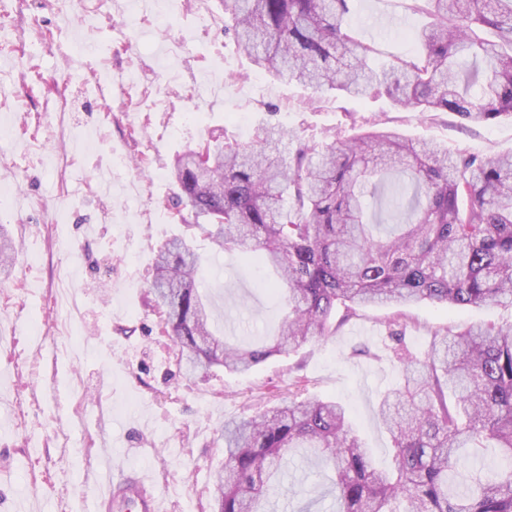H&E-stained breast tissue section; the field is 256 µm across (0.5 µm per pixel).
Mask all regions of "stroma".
<instances>
[{
	"label": "stroma",
	"mask_w": 512,
	"mask_h": 512,
	"mask_svg": "<svg viewBox=\"0 0 512 512\" xmlns=\"http://www.w3.org/2000/svg\"><path fill=\"white\" fill-rule=\"evenodd\" d=\"M0 0V512H92L103 465L142 469L169 512H212L224 425L290 391L344 405L377 466L392 443L377 416L398 373L383 355L392 308L360 310L330 335L246 374L186 375L147 297L157 250L187 234L174 217L176 155L223 133L255 139L273 123L302 137L350 134L353 117L482 157L512 152V121L401 112L274 79L224 37V0ZM351 26L379 58L415 54L426 22L405 0H355ZM199 288L235 340L277 332L286 313L239 250L203 236ZM500 308L420 304L401 319L417 353L434 330L501 323ZM305 498L273 492L269 512H331L320 461L289 460Z\"/></svg>",
	"instance_id": "stroma-1"
}]
</instances>
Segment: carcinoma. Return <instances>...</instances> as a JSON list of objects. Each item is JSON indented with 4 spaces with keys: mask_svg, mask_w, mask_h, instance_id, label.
<instances>
[{
    "mask_svg": "<svg viewBox=\"0 0 512 512\" xmlns=\"http://www.w3.org/2000/svg\"><path fill=\"white\" fill-rule=\"evenodd\" d=\"M351 0H224V35L252 65L349 99L512 120V0H409L427 22L420 51L376 65L346 23ZM173 204L221 249L272 268L288 313L270 342L241 347L212 329L201 260L166 241L151 293L189 370L247 371L329 332L369 305L512 308V154L481 158L368 130L319 145L275 124L242 144L224 136L177 155ZM388 323L399 385L379 402L391 468L380 470L339 402L305 394L224 425L213 512H267L282 462L307 448L332 472L336 512H512V321L432 333L420 356ZM489 448L496 471L465 470Z\"/></svg>",
    "mask_w": 512,
    "mask_h": 512,
    "instance_id": "carcinoma-1",
    "label": "carcinoma"
}]
</instances>
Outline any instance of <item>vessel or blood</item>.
I'll return each instance as SVG.
<instances>
[{"label":"vessel or blood","mask_w":512,"mask_h":512,"mask_svg":"<svg viewBox=\"0 0 512 512\" xmlns=\"http://www.w3.org/2000/svg\"><path fill=\"white\" fill-rule=\"evenodd\" d=\"M93 512H164L163 500L150 477L139 470L105 472Z\"/></svg>","instance_id":"vessel-or-blood-1"}]
</instances>
